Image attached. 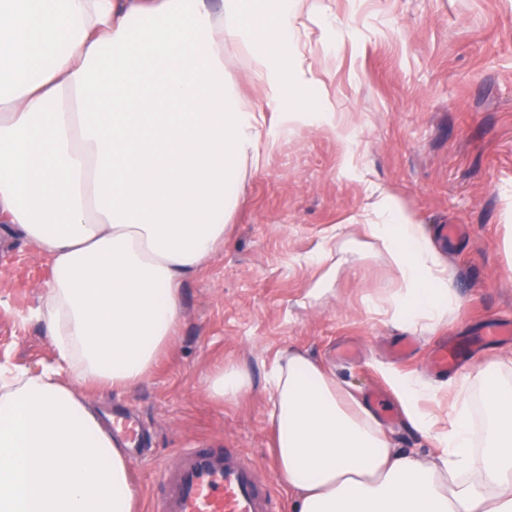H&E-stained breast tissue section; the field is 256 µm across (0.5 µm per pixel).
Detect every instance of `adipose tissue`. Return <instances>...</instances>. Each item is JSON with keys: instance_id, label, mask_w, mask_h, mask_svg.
<instances>
[{"instance_id": "ef3b65f1", "label": "adipose tissue", "mask_w": 512, "mask_h": 512, "mask_svg": "<svg viewBox=\"0 0 512 512\" xmlns=\"http://www.w3.org/2000/svg\"><path fill=\"white\" fill-rule=\"evenodd\" d=\"M294 0H0V224L41 261L34 315L54 359L0 364V512H135L124 443L91 388L148 377L181 321L180 286L224 242L244 165L263 139L326 119L298 64ZM249 62L260 101L224 72ZM362 237L396 272L393 321L436 326L458 307L427 229L371 190ZM486 386L481 444L469 376L447 430L426 384L394 378L405 417L432 434L421 457L300 350L271 371L274 457L293 512H512V384ZM246 64V58L239 49L231 45L224 46V72L239 83L243 92L251 94Z\"/></svg>"}]
</instances>
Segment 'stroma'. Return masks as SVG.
I'll use <instances>...</instances> for the list:
<instances>
[{
	"label": "stroma",
	"mask_w": 512,
	"mask_h": 512,
	"mask_svg": "<svg viewBox=\"0 0 512 512\" xmlns=\"http://www.w3.org/2000/svg\"><path fill=\"white\" fill-rule=\"evenodd\" d=\"M334 29H327V22ZM299 62L331 105L330 124L300 123L246 168L244 200L224 245L185 280L177 339L152 374L127 393L100 391V414L120 408L143 432L128 464L139 512H152L164 471L182 448H236L260 468L283 506L292 496L271 453L266 377L293 349L332 371L391 432L399 447L428 454L430 441L405 419L385 369L429 383L424 408L445 421L459 374L501 362L512 378V337L483 336L489 320L512 323V0H300ZM358 140L346 151L336 130ZM387 188L426 224L461 301L434 328L395 326L375 306L395 272L371 252L341 265L331 288L308 295L319 270L310 257L366 218V188ZM456 224L457 236L441 227ZM33 289L0 294V363L39 369L54 352L32 316ZM413 339L396 361L390 350ZM444 338L460 347L457 370L429 362ZM246 370L250 386L231 402L210 397L215 365Z\"/></svg>",
	"instance_id": "obj_1"
}]
</instances>
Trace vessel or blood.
<instances>
[{
  "label": "vessel or blood",
  "instance_id": "vessel-or-blood-1",
  "mask_svg": "<svg viewBox=\"0 0 512 512\" xmlns=\"http://www.w3.org/2000/svg\"><path fill=\"white\" fill-rule=\"evenodd\" d=\"M443 372L457 368L458 349L439 344L432 353ZM157 512H280L281 504L261 487L258 467L234 448H183L162 477Z\"/></svg>",
  "mask_w": 512,
  "mask_h": 512
}]
</instances>
